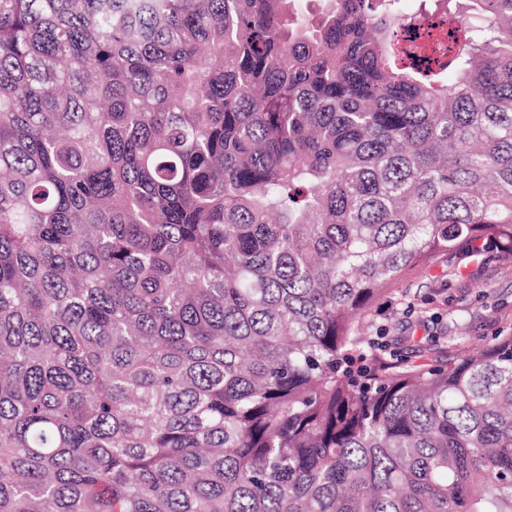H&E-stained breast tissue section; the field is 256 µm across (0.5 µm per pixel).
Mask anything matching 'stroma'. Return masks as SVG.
Returning <instances> with one entry per match:
<instances>
[{
  "instance_id": "1",
  "label": "stroma",
  "mask_w": 512,
  "mask_h": 512,
  "mask_svg": "<svg viewBox=\"0 0 512 512\" xmlns=\"http://www.w3.org/2000/svg\"><path fill=\"white\" fill-rule=\"evenodd\" d=\"M365 335L378 353L420 365L458 358L512 333V255L457 251L415 268L368 311Z\"/></svg>"
}]
</instances>
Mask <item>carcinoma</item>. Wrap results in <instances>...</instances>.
Instances as JSON below:
<instances>
[{
	"instance_id": "1",
	"label": "carcinoma",
	"mask_w": 512,
	"mask_h": 512,
	"mask_svg": "<svg viewBox=\"0 0 512 512\" xmlns=\"http://www.w3.org/2000/svg\"><path fill=\"white\" fill-rule=\"evenodd\" d=\"M0 0V512H512V333L374 359L512 255V0ZM362 323L365 336L383 341L372 350L387 360L457 359L512 333V255L484 248L438 257L415 268Z\"/></svg>"
}]
</instances>
